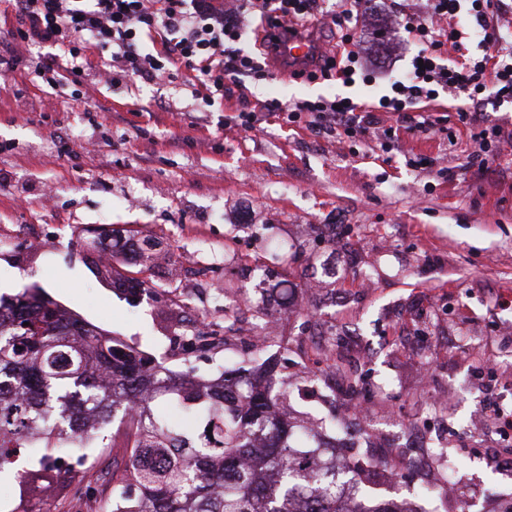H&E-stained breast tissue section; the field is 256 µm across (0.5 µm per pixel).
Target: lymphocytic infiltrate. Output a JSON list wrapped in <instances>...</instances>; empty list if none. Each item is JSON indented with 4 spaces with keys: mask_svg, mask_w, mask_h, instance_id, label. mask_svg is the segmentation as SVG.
<instances>
[{
    "mask_svg": "<svg viewBox=\"0 0 512 512\" xmlns=\"http://www.w3.org/2000/svg\"><path fill=\"white\" fill-rule=\"evenodd\" d=\"M0 4L17 20L15 26L0 29V46L7 48L0 53L1 73L32 69L39 87L60 93L72 85H118L135 78L160 81L180 71L192 98L210 103L223 95L225 81L273 77L265 64L239 45L241 12H259L268 26L293 33L324 11L321 0H241L236 10L226 7L224 0H0ZM463 6L470 23L444 27V20L456 16ZM430 7L429 18L403 16L402 29L418 50L405 79L378 100V110L399 120L379 132L386 145L404 130L422 134L433 130L436 119L417 106L437 100L440 93L472 102L483 97L512 102V40L500 25L503 0H431ZM329 13L340 29L344 49L339 55H321L308 79L345 84L375 81L374 71L362 64L363 32L348 0H336ZM472 42L482 48V55L467 54L459 65L446 62L447 48L465 51ZM33 44L49 48L34 63L28 58ZM103 48L111 51L109 63H92L93 54ZM270 113L288 123L307 121L317 130L334 127L349 137L367 135L373 122L372 114L350 99L320 97L288 106L275 102L262 111L246 107L238 114V124L254 129ZM456 115L461 124L474 129L479 142L471 165L487 170L512 134L478 113L460 109Z\"/></svg>",
    "mask_w": 512,
    "mask_h": 512,
    "instance_id": "1",
    "label": "lymphocytic infiltrate"
}]
</instances>
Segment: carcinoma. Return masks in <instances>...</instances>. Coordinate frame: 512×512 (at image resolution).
Instances as JSON below:
<instances>
[{
	"label": "carcinoma",
	"instance_id": "obj_1",
	"mask_svg": "<svg viewBox=\"0 0 512 512\" xmlns=\"http://www.w3.org/2000/svg\"><path fill=\"white\" fill-rule=\"evenodd\" d=\"M274 384L174 372L27 288L0 298V474L17 472L23 512H43L38 494L65 484L92 437L76 422L118 418L127 460L109 512H414L368 505L334 448L300 446Z\"/></svg>",
	"mask_w": 512,
	"mask_h": 512
}]
</instances>
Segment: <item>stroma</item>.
I'll return each mask as SVG.
<instances>
[{"instance_id":"stroma-1","label":"stroma","mask_w":512,"mask_h":512,"mask_svg":"<svg viewBox=\"0 0 512 512\" xmlns=\"http://www.w3.org/2000/svg\"><path fill=\"white\" fill-rule=\"evenodd\" d=\"M367 25L385 39L365 53L380 81L346 86L284 73L246 80L222 108L191 97L182 76L84 87L81 102L41 92L31 72L0 76V296L40 288L61 310L174 370L217 379L250 368L248 340L224 330V307L254 317L276 356L283 413L292 425L333 430L342 403L368 404V426L396 431L429 418L474 432L448 438L454 503L425 500L419 474L378 459L363 438L337 441L355 455L375 499H405L424 512H512V443L499 442L488 404L512 373V154L492 171H466L477 151L442 98L433 114L447 134L402 136L383 151L374 136L323 134L270 118L254 132L235 117L245 103L347 96L373 104L406 74L417 46L395 24L427 0H364ZM84 142L78 154L67 151ZM430 158L410 168L407 157ZM287 241V262L266 251ZM164 257V265L154 256ZM145 283L140 294L117 278ZM289 279L294 302L275 292ZM204 318L221 332L185 358L181 328ZM72 481L49 512H103L121 449L94 440L71 460ZM399 469L400 482L386 473Z\"/></svg>"}]
</instances>
